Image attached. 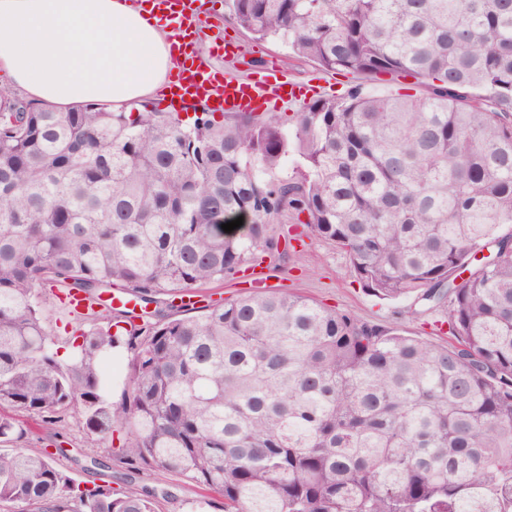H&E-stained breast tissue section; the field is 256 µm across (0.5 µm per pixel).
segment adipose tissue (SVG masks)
I'll return each instance as SVG.
<instances>
[{
	"label": "adipose tissue",
	"instance_id": "ef3b65f1",
	"mask_svg": "<svg viewBox=\"0 0 512 512\" xmlns=\"http://www.w3.org/2000/svg\"><path fill=\"white\" fill-rule=\"evenodd\" d=\"M150 0H0V69L40 106L130 108L168 80Z\"/></svg>",
	"mask_w": 512,
	"mask_h": 512
}]
</instances>
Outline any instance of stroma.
I'll return each mask as SVG.
<instances>
[{
	"label": "stroma",
	"instance_id": "35a3bbf8",
	"mask_svg": "<svg viewBox=\"0 0 512 512\" xmlns=\"http://www.w3.org/2000/svg\"><path fill=\"white\" fill-rule=\"evenodd\" d=\"M200 12L205 37L203 54L225 78L246 80L255 77L266 66L277 65L289 82L308 86L323 77L333 93L344 91L350 80L336 74H322L311 62L296 58L287 44L272 40H255L237 25L224 19V0H203ZM234 39L242 51L224 56L214 50L216 42ZM296 252L288 262L262 265L261 271L271 287L295 293L341 312L358 315L378 323L400 327L412 336L442 344L447 337L436 328V317L426 314L411 316L410 300H388L371 295L355 280L346 254L335 244L313 235L296 242ZM19 427L24 444L43 447L53 453V464L80 483L109 485L118 489L127 481L137 486L156 489L160 512H224L223 499L212 492L172 474L144 468L127 476L107 455L95 437L89 435L80 415L70 413L55 427L44 426L40 420L20 416Z\"/></svg>",
	"mask_w": 512,
	"mask_h": 512
}]
</instances>
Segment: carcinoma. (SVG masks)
<instances>
[{
    "label": "carcinoma",
    "mask_w": 512,
    "mask_h": 512,
    "mask_svg": "<svg viewBox=\"0 0 512 512\" xmlns=\"http://www.w3.org/2000/svg\"><path fill=\"white\" fill-rule=\"evenodd\" d=\"M225 7L359 82L276 118L0 92V409L77 411L128 471L176 473L224 512H512V0ZM274 224L336 244L373 295L441 312L453 341L270 290L112 316L117 283L148 305L288 256ZM40 288L91 302L63 354ZM18 441L0 414V512H157L156 491L83 487Z\"/></svg>",
    "instance_id": "obj_1"
}]
</instances>
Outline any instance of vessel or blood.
<instances>
[{
	"mask_svg": "<svg viewBox=\"0 0 512 512\" xmlns=\"http://www.w3.org/2000/svg\"><path fill=\"white\" fill-rule=\"evenodd\" d=\"M195 0H153L154 7L164 12L176 52L171 57L173 79L163 87V97L179 102L200 100L211 109L224 112H256L268 106L290 103L296 97L289 81L279 79L276 68L249 81L223 78L208 58L199 54L197 45L202 32L195 22Z\"/></svg>",
	"mask_w": 512,
	"mask_h": 512,
	"instance_id": "b4317fda",
	"label": "vessel or blood"
}]
</instances>
